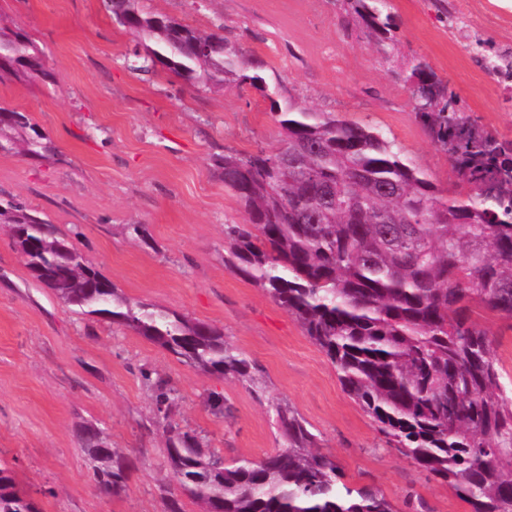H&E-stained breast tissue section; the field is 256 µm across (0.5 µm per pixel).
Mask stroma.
<instances>
[{
  "mask_svg": "<svg viewBox=\"0 0 512 512\" xmlns=\"http://www.w3.org/2000/svg\"><path fill=\"white\" fill-rule=\"evenodd\" d=\"M391 0L398 44L386 57L349 0H141L144 11L200 30L223 26L264 60L283 97L379 128L439 190L448 155L416 119L405 61L424 57L460 111L512 139L505 107L476 56L473 35L512 47V10L495 0ZM0 25L41 52L46 77H0V105L26 113L53 155L0 152V204L36 212L127 298L223 329L253 381L205 376L133 330L76 314L30 276L0 216V463L41 512H169L168 463L157 379L170 416L225 464L260 461L285 444L269 411L289 405L335 456L343 482L383 493L398 512H471L448 485L391 448L344 391L300 324L228 263L224 227L246 220L212 158L279 148L280 128L256 89L204 90L159 69L143 80L124 65L132 37L101 0H0ZM145 225L148 243L125 227ZM224 415L213 414V397ZM105 430L130 464L120 497L98 492L79 439Z\"/></svg>",
  "mask_w": 512,
  "mask_h": 512,
  "instance_id": "1",
  "label": "stroma"
}]
</instances>
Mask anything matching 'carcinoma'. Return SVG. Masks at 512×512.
<instances>
[{"label": "carcinoma", "mask_w": 512, "mask_h": 512, "mask_svg": "<svg viewBox=\"0 0 512 512\" xmlns=\"http://www.w3.org/2000/svg\"><path fill=\"white\" fill-rule=\"evenodd\" d=\"M102 2L137 38L125 59L130 72L162 65L203 87L249 85L270 101L282 135L276 152L213 157L246 215L244 224L224 225L231 263L301 325L401 455L472 512H512V379L485 327L512 319V139L456 111L448 84L413 58V98L429 93L415 102L416 117L448 152L460 187L444 195L376 127L279 101L265 61L223 34L146 13L140 0ZM351 2L380 45L392 46L390 0ZM467 47L485 71L512 76V54L479 38ZM0 74L49 77L25 34L1 28ZM0 126L34 131L20 146L0 140L1 151L51 152L25 113L0 107ZM8 208L31 277L65 304L131 328L206 376H249L222 329L121 296L37 214ZM273 409L286 446L231 466L167 421V460L180 492L203 512H396L379 490L341 482L336 457L320 451L295 411ZM81 443L97 489L123 494L128 466L104 429L84 425ZM0 512H40L2 467Z\"/></svg>", "instance_id": "1"}]
</instances>
